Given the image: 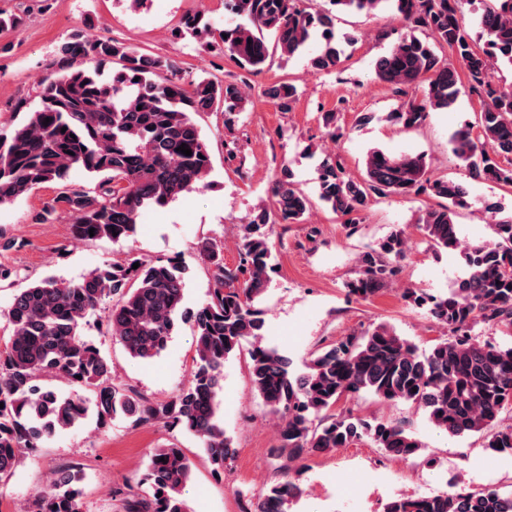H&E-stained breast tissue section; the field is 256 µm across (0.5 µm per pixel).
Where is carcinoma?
I'll use <instances>...</instances> for the list:
<instances>
[{
    "mask_svg": "<svg viewBox=\"0 0 512 512\" xmlns=\"http://www.w3.org/2000/svg\"><path fill=\"white\" fill-rule=\"evenodd\" d=\"M344 10L370 13L388 3L408 33L376 61L377 78L397 92L424 85L391 118L406 130L419 126L430 110L455 106L462 90L477 95L482 108L474 124L452 135L453 151L473 180L512 188V85L494 81V71L512 68V0H330ZM479 4L476 15L483 46L476 47L462 21L463 5ZM241 22L219 31L224 52L239 67L259 72L272 51L289 58L319 37L323 41L309 65L316 74L336 68L344 53L336 40V15L314 10L305 0H226ZM182 32L193 38L212 34L197 14H184ZM430 31L424 41L415 31ZM449 49L458 64L438 54ZM54 76L42 84L39 104L26 97L14 109L26 120L0 131V205L14 203L46 183L62 191L31 215L34 224H51L62 210L69 214L74 241L133 235L143 212L164 206L182 193L208 186L211 154L194 115L224 112L231 126L243 109L241 87L212 74L185 82L168 57L139 53L110 38H93L76 29L59 49ZM266 98L287 111L296 100L294 85L281 82L264 89ZM49 123H44L45 119ZM191 149L186 156L181 145ZM81 169L98 180L93 189L70 181ZM428 192L443 200L427 210L419 226L435 249L460 248L455 208L468 206L465 182L428 174L425 156L367 153L364 173L353 176L337 158L318 169L316 196L344 217L352 235L373 200L392 194ZM312 201L281 169L271 187V206L251 211L241 225L239 261L224 264L223 246L209 240L198 259L210 272L205 301L185 306L186 267L168 259L147 260L130 254L104 262L79 280L44 277L23 287L16 274L0 265V288L14 290L6 318L10 334L0 349V481L11 475L23 455L56 435L79 426L89 412L99 424L118 417L135 424L157 423L194 435L217 473L236 454L233 439L219 416L224 362L242 344L251 345L250 375L269 412L279 418L273 457L283 467L348 448L365 438L402 459L419 454L421 442L404 422L367 420L336 413L344 397L368 393L421 409L450 436L492 430L487 447L512 453V423L500 424L512 411V344L482 343L472 335L478 323L512 333V215L487 201L495 240L462 250L465 265L448 292L429 297L407 288L403 298L431 304L436 321L451 338L421 349L393 328L379 324L352 333L311 355L297 372L292 359L262 344L264 320L256 303L271 282L273 224H300ZM94 234H89V229ZM409 249L402 231L359 255V277L349 294L367 299L387 288ZM139 264L133 268V264ZM112 301L107 334L135 359L149 360L164 351L179 323L191 326L195 354L187 383L169 400L150 402L112 382V365L81 327L105 301ZM60 375L95 393L89 403L38 384L42 376ZM192 478V463L172 443L150 457L143 484L147 490L124 499L125 512H189L182 491ZM81 470L68 468L38 490L30 512H82ZM301 492L287 480L258 492L241 490V512H288ZM384 512H512V492L496 487L459 488L435 495L389 501Z\"/></svg>",
    "mask_w": 512,
    "mask_h": 512,
    "instance_id": "carcinoma-1",
    "label": "carcinoma"
}]
</instances>
